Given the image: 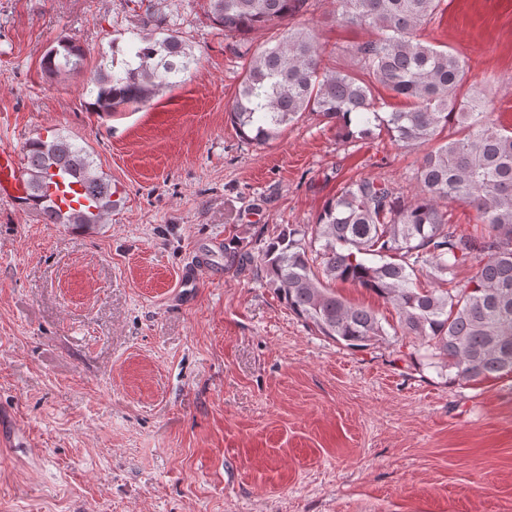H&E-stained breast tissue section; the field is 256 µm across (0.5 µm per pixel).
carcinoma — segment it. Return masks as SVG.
Masks as SVG:
<instances>
[{
	"label": "carcinoma",
	"mask_w": 512,
	"mask_h": 512,
	"mask_svg": "<svg viewBox=\"0 0 512 512\" xmlns=\"http://www.w3.org/2000/svg\"><path fill=\"white\" fill-rule=\"evenodd\" d=\"M308 0H208L209 20L232 38L273 30L253 47L226 113L240 137L255 145L277 139L310 112L343 137L386 132L404 149H422L412 172L417 192L398 195L369 177L347 181L314 224L278 227L256 260L265 283L288 310L319 334L362 349L389 334L414 337L427 365L457 382L512 374V129L493 118L479 88L466 87L467 61L421 38L442 0H336L341 28L375 37L336 47L351 69L330 64L314 30L290 24ZM150 33L129 59L106 57L88 80V109L114 113L183 81L197 59L160 9L146 14ZM86 50L60 39L44 54L50 76L84 68ZM407 106L382 111L380 90ZM459 133L442 138L448 125ZM30 201L48 224H99L117 203L112 181L90 154L53 133L25 147ZM66 171L90 205L66 212L53 199V172ZM474 210L480 226L448 219V204ZM464 268L474 269L458 278ZM428 270L434 286L422 288ZM350 283L391 304L397 325L386 329L371 309L347 302L336 283Z\"/></svg>",
	"instance_id": "cac0c4a2"
}]
</instances>
